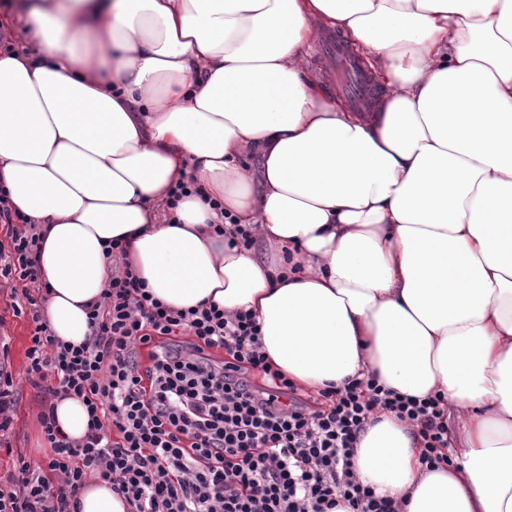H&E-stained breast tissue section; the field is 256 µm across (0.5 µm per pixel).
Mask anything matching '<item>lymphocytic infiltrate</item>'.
Instances as JSON below:
<instances>
[{"mask_svg":"<svg viewBox=\"0 0 512 512\" xmlns=\"http://www.w3.org/2000/svg\"><path fill=\"white\" fill-rule=\"evenodd\" d=\"M0 223L14 227L0 244V279L38 285L35 227L1 190ZM26 302L34 331L23 373L6 367L9 347L0 342V446L21 387L40 389L51 377L58 392L82 399L89 424L83 440H70L46 403L39 422L51 454L17 458L0 479V512H76L92 478L131 512H398L354 464L367 426L383 412L416 429L422 466L443 461L441 398L402 395L369 377L302 400L269 365L249 313L168 307L128 268L90 311L89 342L71 347L57 345L37 299ZM217 350L223 359H214ZM254 375L264 388L252 385Z\"/></svg>","mask_w":512,"mask_h":512,"instance_id":"1","label":"lymphocytic infiltrate"}]
</instances>
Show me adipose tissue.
Instances as JSON below:
<instances>
[{
    "instance_id": "obj_1",
    "label": "adipose tissue",
    "mask_w": 512,
    "mask_h": 512,
    "mask_svg": "<svg viewBox=\"0 0 512 512\" xmlns=\"http://www.w3.org/2000/svg\"><path fill=\"white\" fill-rule=\"evenodd\" d=\"M316 16L383 66L375 110L307 81ZM17 18L0 187L40 235L57 342L91 336L121 241L165 304L252 313L298 385L466 411L434 471L413 427H367L357 473L402 512H512V0H0ZM4 34V40H0V51L9 49L23 51L27 46V30L23 19H18L10 29H0Z\"/></svg>"
}]
</instances>
